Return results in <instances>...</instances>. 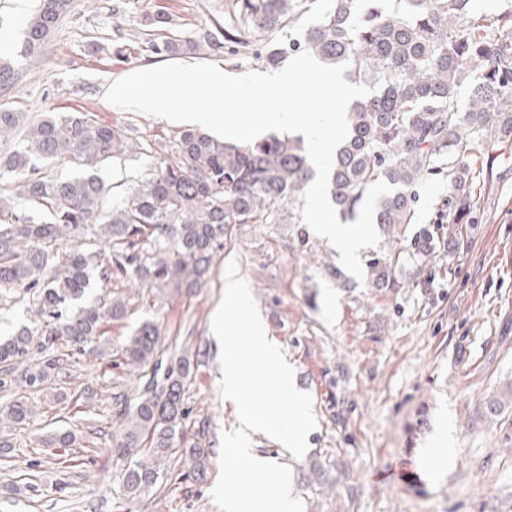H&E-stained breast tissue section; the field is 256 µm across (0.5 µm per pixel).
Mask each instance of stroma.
<instances>
[{"instance_id":"stroma-1","label":"stroma","mask_w":512,"mask_h":512,"mask_svg":"<svg viewBox=\"0 0 512 512\" xmlns=\"http://www.w3.org/2000/svg\"><path fill=\"white\" fill-rule=\"evenodd\" d=\"M35 6L0 0V30L12 35L0 58L19 75L0 101L40 118L89 112L157 139L173 123L118 109L104 99L106 85L156 66L130 42L157 12L186 37L224 15V0H73L41 53L28 58L23 33ZM500 150L504 175L478 191L477 223L447 230L448 177L440 174L414 189L415 229L440 228L434 250L416 249L409 234L361 251L366 266L405 252L395 288L357 280L327 239L302 223L237 225L206 282L190 292L157 298L113 274L108 295L131 308L109 328L113 348L150 320L168 355L198 354L184 429L188 440L205 439L208 469L196 477L177 453L167 477L127 500L124 465L112 457L110 395L119 381L133 388L137 372L111 355L73 352L69 375L36 396L34 428L0 427L13 443L0 459V512H219L211 492L220 434L236 428L237 418L221 396L212 320L233 258L269 336L313 400L316 426L303 457L263 436L252 444L290 467L305 512H512V144ZM76 399L85 410L76 416L72 453L80 464L73 468L48 438L64 403Z\"/></svg>"}]
</instances>
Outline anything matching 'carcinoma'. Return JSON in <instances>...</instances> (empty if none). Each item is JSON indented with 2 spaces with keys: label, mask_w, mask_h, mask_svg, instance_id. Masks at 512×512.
<instances>
[{
  "label": "carcinoma",
  "mask_w": 512,
  "mask_h": 512,
  "mask_svg": "<svg viewBox=\"0 0 512 512\" xmlns=\"http://www.w3.org/2000/svg\"><path fill=\"white\" fill-rule=\"evenodd\" d=\"M73 0H39L28 23L25 53L34 55ZM227 0L224 23L213 21L196 39L168 29V16L149 22L148 52L159 58L200 55L226 42L258 45L263 61L278 67L286 54L308 51L332 64H349L347 76L373 92L347 112L349 135L334 158L328 193L344 217L361 207L366 189L384 180L394 191L376 205V223L395 236L412 223L409 189L448 163V209L455 224L479 219L474 183L497 178L495 145L512 140V9L490 15L481 0ZM316 23L288 45L277 36L306 13ZM0 169L15 180L0 186V289L29 295L35 314L0 344V391L28 388L0 406V422L31 425L29 397L62 372L61 347L89 355L107 351L105 326L127 316L128 302L77 300L98 278L102 287L117 269L157 291L196 288L237 224H294V207L314 177L301 139L270 135L244 144L221 141L193 129L148 140L129 126L97 122L85 112L28 121L0 103ZM484 146L477 155L475 149ZM142 156L156 162L120 199L98 170ZM57 162L81 169L63 179ZM111 244L109 258L91 239ZM80 241L60 249L63 241ZM406 257L392 253L373 263V282L397 287ZM39 362L16 375L17 364ZM160 331L144 322L122 346L124 362L148 376L133 401L112 393L121 426L112 432V453L125 463L123 492L133 501L167 475L182 449L201 477L210 449L185 442L184 387L195 370L188 355L163 360ZM56 448H72L76 434L56 430Z\"/></svg>",
  "instance_id": "carcinoma-1"
}]
</instances>
